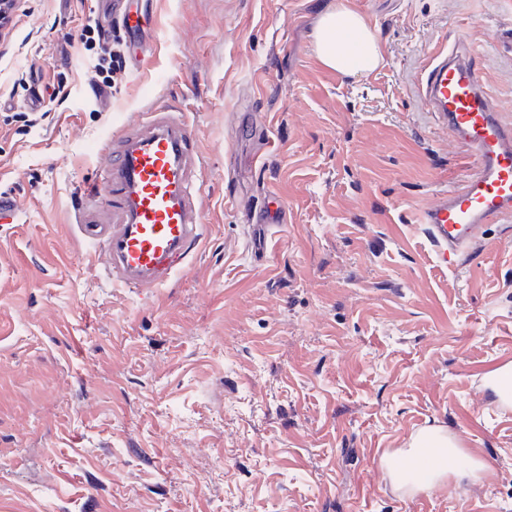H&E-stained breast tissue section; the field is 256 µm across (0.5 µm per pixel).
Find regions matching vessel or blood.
<instances>
[{
    "label": "vessel or blood",
    "instance_id": "b4317fda",
    "mask_svg": "<svg viewBox=\"0 0 512 512\" xmlns=\"http://www.w3.org/2000/svg\"><path fill=\"white\" fill-rule=\"evenodd\" d=\"M417 94L474 167L459 185L438 190L418 209L417 220L434 262L455 270L487 224L512 219V121L498 111L469 49L443 48L422 65ZM192 129L176 110L157 108L148 133L126 132L115 145L101 183L112 190V221L83 224L82 238L112 257V275L135 288H158L202 239L194 217L195 186L189 178ZM489 408L512 417V374L495 368Z\"/></svg>",
    "mask_w": 512,
    "mask_h": 512
}]
</instances>
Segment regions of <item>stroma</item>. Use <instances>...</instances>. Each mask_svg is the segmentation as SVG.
I'll return each mask as SVG.
<instances>
[{
  "label": "stroma",
  "instance_id": "stroma-1",
  "mask_svg": "<svg viewBox=\"0 0 512 512\" xmlns=\"http://www.w3.org/2000/svg\"><path fill=\"white\" fill-rule=\"evenodd\" d=\"M337 0H149L112 92L81 29L109 0H18L0 30V512H512V419L472 390L512 369V228L443 271L413 212L470 156L422 106L437 48L468 43L512 120V0H348L379 31L367 77L325 67ZM62 85L63 98L32 92ZM157 103L193 131L203 244L162 287L113 281L77 217ZM284 218L263 258L250 231ZM468 471L429 491L386 455L420 430Z\"/></svg>",
  "mask_w": 512,
  "mask_h": 512
}]
</instances>
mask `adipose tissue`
<instances>
[{
  "instance_id": "obj_1",
  "label": "adipose tissue",
  "mask_w": 512,
  "mask_h": 512,
  "mask_svg": "<svg viewBox=\"0 0 512 512\" xmlns=\"http://www.w3.org/2000/svg\"><path fill=\"white\" fill-rule=\"evenodd\" d=\"M315 51L321 62L344 76L371 73L384 64L376 29L364 15L341 5L327 11L315 32ZM461 453L447 433L427 429L413 436L409 449L396 469L397 477L418 472L420 461L432 462V469L419 472L417 485L432 489L448 476V463Z\"/></svg>"
}]
</instances>
